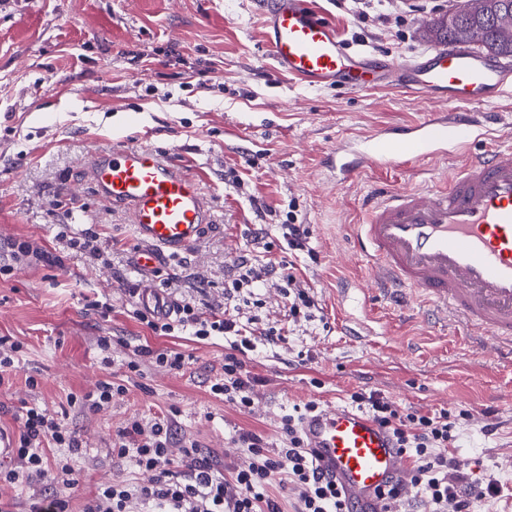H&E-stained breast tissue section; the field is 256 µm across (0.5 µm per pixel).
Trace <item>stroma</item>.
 Wrapping results in <instances>:
<instances>
[{
    "label": "stroma",
    "instance_id": "1",
    "mask_svg": "<svg viewBox=\"0 0 512 512\" xmlns=\"http://www.w3.org/2000/svg\"><path fill=\"white\" fill-rule=\"evenodd\" d=\"M447 3L390 0L379 20L316 0L352 49L393 57L429 52L423 23ZM262 26L256 0H0V266L9 268L0 273V336L23 345L0 379V429L16 433L26 406L66 418L83 446L79 482L67 492L81 512L105 481L147 482L112 454L128 420L167 421L175 442H197L227 474L247 459L241 432L283 447L279 422L294 405L347 406L364 388L404 414L468 410L449 448L474 477L491 470L503 485L478 512H512V372L495 365L491 348L403 319L386 300L364 306L347 232L374 188L439 184L457 155L414 172L366 169L337 184L321 166L336 143L416 122L431 106L384 88L352 95L297 84L262 49ZM116 145L156 146L206 177L214 222L146 278L161 294L210 317L246 254L280 263L313 295L314 320L294 321L281 280L244 292L240 319L259 336L244 357L257 379L249 411L210 391L224 377L231 337L158 336L136 319L145 279L129 263L137 241L125 212L98 198L86 175L89 158ZM291 212L309 231L301 251L283 247ZM254 224L266 229L255 241ZM89 227L101 258L69 244ZM18 241L32 253L16 262L9 245ZM97 301L110 312L94 310ZM271 326L284 340L262 339ZM103 336L110 348H101ZM145 346L188 362L176 371L136 357ZM104 379L123 388L109 407L71 406Z\"/></svg>",
    "mask_w": 512,
    "mask_h": 512
}]
</instances>
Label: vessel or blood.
Masks as SVG:
<instances>
[{
  "label": "vessel or blood",
  "mask_w": 512,
  "mask_h": 512,
  "mask_svg": "<svg viewBox=\"0 0 512 512\" xmlns=\"http://www.w3.org/2000/svg\"><path fill=\"white\" fill-rule=\"evenodd\" d=\"M258 3L264 48L300 84L359 94L383 81L435 104L418 123L337 144L323 167L345 182L370 167L415 169L451 146L466 154L439 185H391L367 197L362 222L349 230L376 294L418 306L440 329L465 332L512 369V145L473 148L483 125L478 108L512 88V67L471 44H443L412 63L353 52L313 0ZM89 176L99 197L127 209L137 272L151 273L189 250L212 221L201 177L157 148L95 153ZM137 296L156 313H174L149 282ZM301 428L352 512H373L375 492L406 469L390 434L360 410L329 406Z\"/></svg>",
  "instance_id": "obj_1"
}]
</instances>
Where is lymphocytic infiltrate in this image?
Wrapping results in <instances>:
<instances>
[{
	"label": "lymphocytic infiltrate",
	"instance_id": "1",
	"mask_svg": "<svg viewBox=\"0 0 512 512\" xmlns=\"http://www.w3.org/2000/svg\"><path fill=\"white\" fill-rule=\"evenodd\" d=\"M137 318L160 336L188 330L201 340L219 335L239 337L236 353L224 357L223 381L214 383L211 391L235 400L241 409L250 408L255 379L239 355L251 350L253 343L244 337L234 315L204 318L191 303L180 301L172 317L141 312ZM352 399L392 434L399 453L410 461L405 480H393L378 492L379 512H411L410 492L415 488L425 499L428 512H474L476 500L500 495L502 486L494 473L470 481L468 463L449 453L456 426L450 413L404 415L374 391L353 393ZM300 417L289 414L282 418L280 435L287 445L274 452L266 448L262 435L240 433L251 458L247 465L234 468L228 478L196 444L182 445L180 453H173L168 424L156 422L147 427L132 421L117 433L112 453L152 472L151 481L143 485L102 484L83 512H139L143 507L149 512H282L268 491L276 480L294 495L295 512H348L341 489L322 476L314 453L306 448L299 431ZM14 443V463L0 467V484L25 488L31 499L30 512H69V502L60 491L78 482L75 460L82 453V444L76 431L35 406L23 413ZM47 443L58 448L57 457L50 459L43 453Z\"/></svg>",
	"mask_w": 512,
	"mask_h": 512
}]
</instances>
